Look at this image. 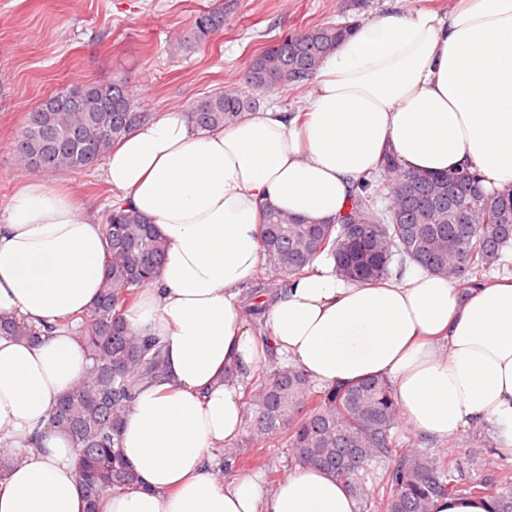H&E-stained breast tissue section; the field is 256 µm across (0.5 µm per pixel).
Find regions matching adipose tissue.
<instances>
[{"instance_id":"1","label":"adipose tissue","mask_w":512,"mask_h":512,"mask_svg":"<svg viewBox=\"0 0 512 512\" xmlns=\"http://www.w3.org/2000/svg\"><path fill=\"white\" fill-rule=\"evenodd\" d=\"M387 150L413 171L475 170L486 190L512 186V0L366 22L325 58L302 111L246 112L206 131L161 112L113 147L105 182L169 250L126 312L164 355L120 436L140 483L101 512H358L312 465L270 491L257 475L217 477V450L242 432L241 386L272 359L325 388L387 378L416 436L445 446L488 427L512 454V279L464 292L413 265L350 284L318 259L276 295L252 286L261 205L336 217ZM105 259L95 210L41 177L0 208V313L51 328L37 345L0 337V442L27 443L0 479V512L85 508L71 440L46 424L90 367L67 324L90 309Z\"/></svg>"}]
</instances>
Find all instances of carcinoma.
Segmentation results:
<instances>
[{"label":"carcinoma","mask_w":512,"mask_h":512,"mask_svg":"<svg viewBox=\"0 0 512 512\" xmlns=\"http://www.w3.org/2000/svg\"><path fill=\"white\" fill-rule=\"evenodd\" d=\"M226 10L221 3L199 14L176 46L204 43L222 31ZM356 32L329 23L278 38L251 60L240 85L188 105L189 124L197 130L233 124L257 109L258 95L311 80L324 58ZM146 118L122 80L72 85L28 111L14 155L34 173L90 169ZM104 234L108 253L99 296L73 319L91 367L48 419V428L66 433L76 450L87 512H100L113 490L137 485L119 448L120 429L137 385L160 376L163 364L155 343L129 327L125 310L157 276L168 244L143 215L120 203L108 210ZM261 241L280 285L325 256L352 283L399 279L415 264L475 286L492 269H512V188L487 192L475 171H407L388 153L334 218L309 220L263 207ZM0 336L37 342L43 331L0 315ZM243 407L256 434L281 438L289 464H315L334 474L362 512H432L435 500L460 493L512 512V474L488 469L468 477L458 458L418 450L411 437L398 435L402 418L384 377L316 389L297 368L273 365L244 386ZM22 461L18 449L0 445L1 474Z\"/></svg>","instance_id":"1"}]
</instances>
